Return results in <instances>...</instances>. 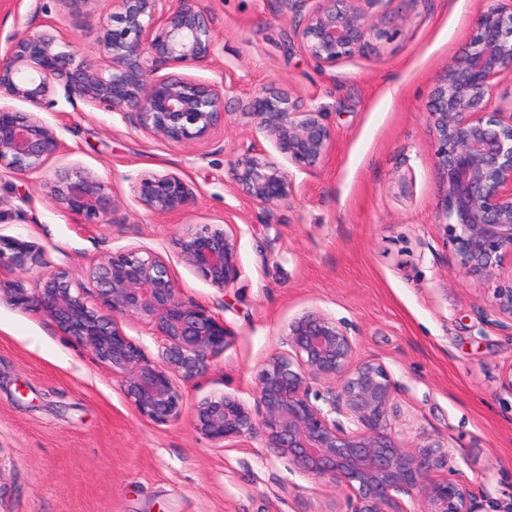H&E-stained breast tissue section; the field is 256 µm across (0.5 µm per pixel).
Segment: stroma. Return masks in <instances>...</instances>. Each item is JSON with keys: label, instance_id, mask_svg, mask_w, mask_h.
Instances as JSON below:
<instances>
[{"label": "stroma", "instance_id": "35a3bbf8", "mask_svg": "<svg viewBox=\"0 0 512 512\" xmlns=\"http://www.w3.org/2000/svg\"><path fill=\"white\" fill-rule=\"evenodd\" d=\"M508 1L366 0L396 37L321 68L294 37L284 0H206L215 57L183 73L223 80L224 123L183 146L116 114L75 111L55 93L40 115L69 150L40 172L0 175V235L33 245L84 285L102 253L156 251L185 295L223 317L229 336L210 373L186 388L182 416L154 423L88 348L0 300V512H347L341 490L270 455L261 436L217 444L193 422L197 403L214 394L254 405L263 363L287 352L289 321L312 309L345 324L356 360L386 366L402 443L443 442L477 512H512V393L501 386L512 332L482 322L490 294L463 272L439 225L442 179L425 118L477 16ZM110 13L107 0L77 8L0 0V55L8 36L37 33L46 20L82 53L98 54ZM260 88L301 95L334 135L318 168L295 172L290 203L272 209L230 178L238 160L273 149L242 113ZM65 169L110 185L120 205L108 223H85L51 202L54 174ZM168 171L194 186L195 202L152 213L135 185ZM196 224L237 234L240 274L230 288L212 287L181 261L177 240Z\"/></svg>", "mask_w": 512, "mask_h": 512}]
</instances>
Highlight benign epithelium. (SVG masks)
<instances>
[{
    "label": "benign epithelium",
    "mask_w": 512,
    "mask_h": 512,
    "mask_svg": "<svg viewBox=\"0 0 512 512\" xmlns=\"http://www.w3.org/2000/svg\"><path fill=\"white\" fill-rule=\"evenodd\" d=\"M112 5L100 57L80 55L57 26L10 40L0 58V172L28 175L68 150L37 110L62 90L72 106L106 110L145 135L182 146L209 138L224 122V82L170 72L207 67L216 38L203 0H106ZM296 0L295 35L320 67L358 54L369 37L390 40L361 0ZM470 48L448 63L431 91L427 119L436 142L444 194L442 222L465 274L491 291L483 318L512 329V104L491 107L495 84L512 76V8H490L476 18ZM168 73H163V70ZM26 105L22 110L13 102ZM245 111L281 160L260 152L233 169L238 190L266 208L288 202L290 168L310 171L328 155L333 133L323 114L285 91L259 89ZM147 210L171 214L195 200L194 188L174 172L148 173L135 186ZM51 201L70 215L104 224L119 205L111 188L86 172H60ZM181 261L223 290L238 278V245L222 224L187 229L178 239ZM19 270L42 264L41 254L0 236V259ZM94 292L75 284L64 267L29 286L0 280L14 308L39 316L87 347L120 378L141 417L166 423L184 411L182 387L208 374L224 353V319L187 297L165 258L131 247L105 252L89 267ZM133 318L159 338L149 359L123 330ZM288 353L276 354L258 377L257 411L223 393L196 409L200 431L216 443L259 435L264 447L300 472L346 492L348 512H476L469 485L448 468L439 442L407 449L392 432L395 384L379 361H354L347 327L315 309L288 324ZM315 384L328 386L321 406Z\"/></svg>",
    "instance_id": "obj_1"
}]
</instances>
